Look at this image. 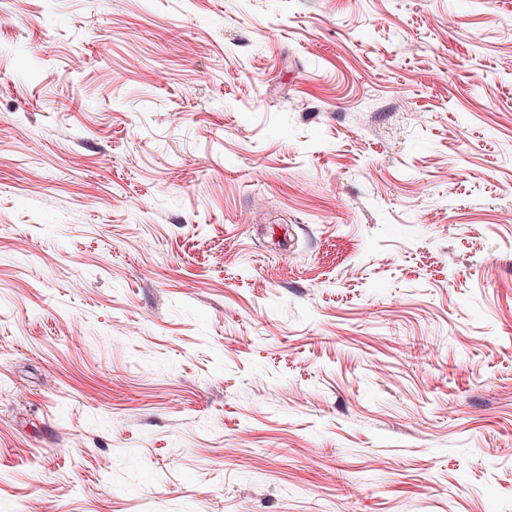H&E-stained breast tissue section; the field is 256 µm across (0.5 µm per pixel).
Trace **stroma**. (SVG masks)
Here are the masks:
<instances>
[{
  "label": "stroma",
  "instance_id": "stroma-1",
  "mask_svg": "<svg viewBox=\"0 0 512 512\" xmlns=\"http://www.w3.org/2000/svg\"><path fill=\"white\" fill-rule=\"evenodd\" d=\"M0 11V512H512V0Z\"/></svg>",
  "mask_w": 512,
  "mask_h": 512
}]
</instances>
